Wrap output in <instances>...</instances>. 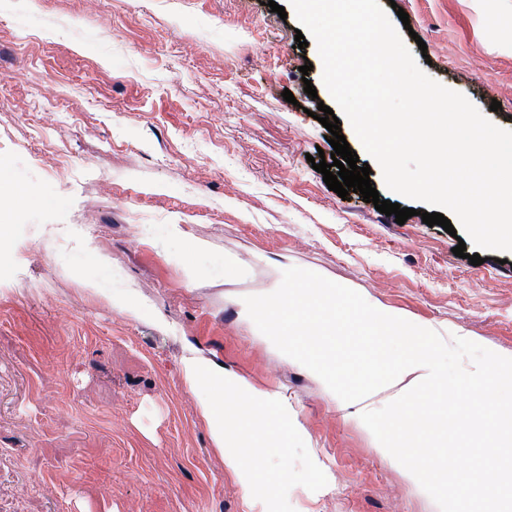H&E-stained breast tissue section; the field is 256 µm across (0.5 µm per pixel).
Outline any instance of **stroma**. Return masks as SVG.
I'll list each match as a JSON object with an SVG mask.
<instances>
[{
	"label": "stroma",
	"mask_w": 512,
	"mask_h": 512,
	"mask_svg": "<svg viewBox=\"0 0 512 512\" xmlns=\"http://www.w3.org/2000/svg\"><path fill=\"white\" fill-rule=\"evenodd\" d=\"M379 4L512 130V0ZM298 27L261 0H0V512H267L211 441L191 352L287 404L328 480L294 512H440L360 418L408 380L343 402L243 299L297 266L512 357V252L471 265L428 205L400 225L328 189L306 157L333 151V100Z\"/></svg>",
	"instance_id": "obj_1"
}]
</instances>
